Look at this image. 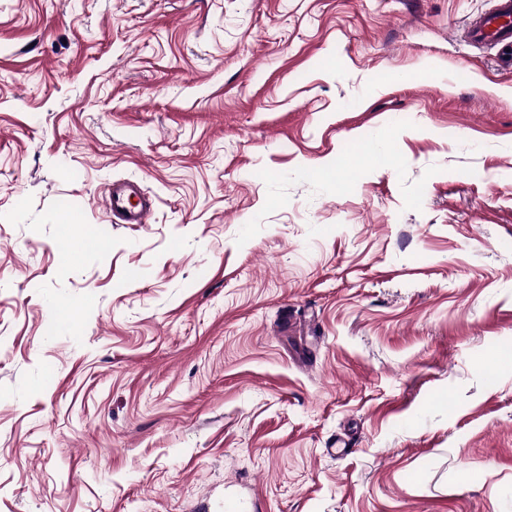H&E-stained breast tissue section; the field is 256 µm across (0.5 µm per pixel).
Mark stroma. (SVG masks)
I'll return each instance as SVG.
<instances>
[{
  "mask_svg": "<svg viewBox=\"0 0 512 512\" xmlns=\"http://www.w3.org/2000/svg\"><path fill=\"white\" fill-rule=\"evenodd\" d=\"M493 3L0 0V512H512ZM131 196H139L138 188L131 183H114L110 191V209L112 215L124 224L147 223L153 203L140 199L133 203Z\"/></svg>",
  "mask_w": 512,
  "mask_h": 512,
  "instance_id": "35a3bbf8",
  "label": "stroma"
}]
</instances>
